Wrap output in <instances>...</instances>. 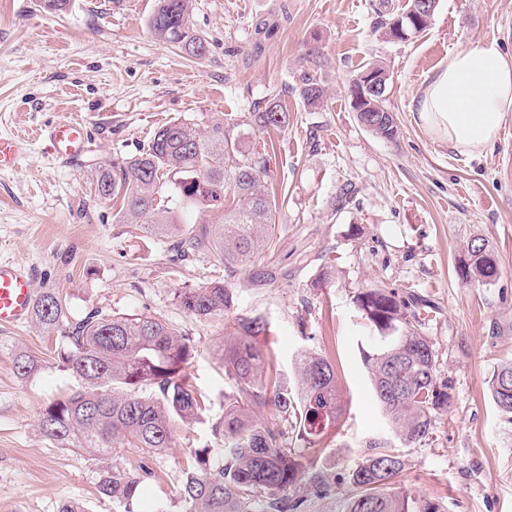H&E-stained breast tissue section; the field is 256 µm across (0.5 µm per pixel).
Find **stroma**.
Segmentation results:
<instances>
[{
    "mask_svg": "<svg viewBox=\"0 0 512 512\" xmlns=\"http://www.w3.org/2000/svg\"><path fill=\"white\" fill-rule=\"evenodd\" d=\"M156 3L72 0L52 14L41 0H0V135L28 142L16 167L0 171V261L26 268L36 293L59 294L70 321L93 310L161 316L198 348L187 374L209 401L205 414L150 460L119 451L123 466L148 468L135 512H184L191 453L224 446L214 432L231 390L215 352L224 324L175 300L181 289L223 278L224 264L205 248H174L224 214L183 206L168 185L160 198L180 230L150 233L125 223L96 181L113 159L144 152L167 122L241 120L273 97L288 110L287 128L251 130L248 145L272 151L268 183L281 202L273 244L257 263L276 276L240 274L231 286L239 312L270 321L284 374L302 349L335 364L343 405L338 426L312 449L323 486L302 477L289 493L296 512H346L348 472L388 435L363 361L376 331L354 305L375 287L423 299L422 332L448 381L447 413L429 439L402 451L414 512H512V414L498 410L488 386L512 359V118L482 155L464 158L430 138L412 104L425 77L460 49L512 55V0H439L427 30L408 41L383 38L376 22L409 0H191L190 20L207 41L199 59L151 34ZM371 64L389 75L385 106L399 130L392 140L363 128L349 105L352 79ZM306 76L324 90L319 106L298 95ZM70 119L91 122L90 152L76 166L54 161L40 136ZM345 191L351 197L339 203ZM475 235L498 265L488 286L457 276ZM326 265L333 279L313 287ZM62 346L33 319L0 327V512H59L68 500L86 512H119L96 490L95 455L40 431L44 408L77 387L55 366ZM16 350L39 359V373L20 378Z\"/></svg>",
    "mask_w": 512,
    "mask_h": 512,
    "instance_id": "1",
    "label": "stroma"
}]
</instances>
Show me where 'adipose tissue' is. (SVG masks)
<instances>
[{"label": "adipose tissue", "instance_id": "adipose-tissue-1", "mask_svg": "<svg viewBox=\"0 0 512 512\" xmlns=\"http://www.w3.org/2000/svg\"><path fill=\"white\" fill-rule=\"evenodd\" d=\"M413 105L435 141L478 156L512 115V56L491 46L461 49L426 77Z\"/></svg>", "mask_w": 512, "mask_h": 512}]
</instances>
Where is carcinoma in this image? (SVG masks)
Here are the masks:
<instances>
[{
	"label": "carcinoma",
	"instance_id": "1",
	"mask_svg": "<svg viewBox=\"0 0 512 512\" xmlns=\"http://www.w3.org/2000/svg\"><path fill=\"white\" fill-rule=\"evenodd\" d=\"M190 0H157L148 20L154 36L201 58L205 41L189 23ZM436 10H416L415 0L401 14L378 20L377 29L390 40L407 41L423 33ZM300 95L308 105L323 97L311 77L303 79ZM360 123L378 137L393 140L398 126L380 94L360 104ZM283 105L269 100L257 106L246 126L279 131L288 126ZM239 123L215 119L201 132L195 124L174 120L161 126L148 149L130 159L114 160L97 181L104 199L121 204L126 220L150 219L147 228L169 230L175 220L157 203L166 183L178 189L181 201L199 210L224 208V223L212 234L195 237L196 248L210 247L224 261L226 281H211L178 292L177 301L200 318H224L227 334L216 346L224 375L233 390L224 396V420L214 433L224 436V455L209 448L191 454L180 489L186 512H284L288 491L301 475H319L318 459L304 456L282 443L292 427L307 447L318 443L336 426L341 405L333 364L322 355L303 349L294 360L291 384L278 369L260 339L271 335L261 315L237 311L229 279L246 273L258 281L275 271L256 266L259 250L271 248L272 222L279 201L266 180L269 153L246 147L247 133ZM457 275L465 284L487 285L496 280L498 267L486 240L473 237ZM362 318L379 332L376 352L366 356L370 384L385 419L405 447L430 438L434 416L448 410V381L439 378L437 356L427 337L417 329L418 313L393 289L366 288L355 297ZM33 314L44 332L64 331L69 347L57 354L58 367L70 374L78 388L44 409L40 430L62 448L94 453L98 491L133 512L140 494V473L117 463L118 449L128 445L147 457L171 447L178 423L197 421L207 410V399L197 393L185 368L196 346L162 318L114 312L88 314L67 324L65 305L54 292L42 294ZM17 374L29 378L41 363L25 351L13 353ZM512 360L502 362L490 380L497 408L512 414ZM266 406L272 418L255 419ZM403 456L393 450L374 452L351 474L352 494L347 512H412L402 486Z\"/></svg>",
	"mask_w": 512,
	"mask_h": 512
}]
</instances>
